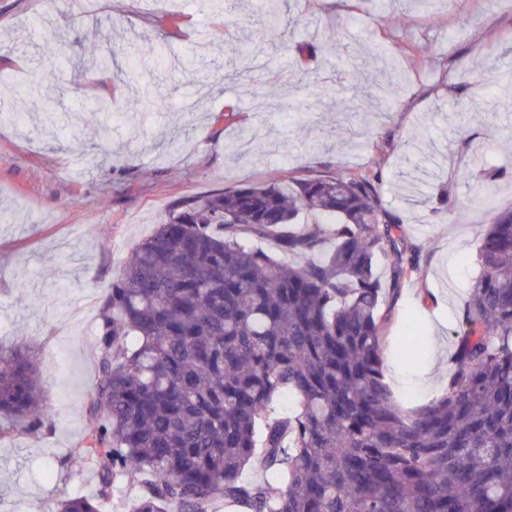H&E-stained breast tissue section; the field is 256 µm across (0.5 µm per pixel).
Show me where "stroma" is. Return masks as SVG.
I'll list each match as a JSON object with an SVG mask.
<instances>
[{"mask_svg":"<svg viewBox=\"0 0 512 512\" xmlns=\"http://www.w3.org/2000/svg\"><path fill=\"white\" fill-rule=\"evenodd\" d=\"M260 11L259 0L229 13L211 0H101L90 18L80 0H0V102L57 74L68 86L52 125L0 124V341L39 352L53 412L39 431L0 441V512H52L92 490L79 448L99 307L170 207L203 194L377 174L399 247L418 257L390 306L385 374L401 373L390 389L405 406L447 388L489 222L475 200L512 209V104L497 101L491 119L473 105L495 99L501 68H512V0H432L400 13L371 0H287L276 41L250 24ZM336 26L333 49L324 32ZM47 42L54 54L42 53ZM157 46L160 66H129V54ZM94 53L113 61L92 88ZM99 96L111 98V113L93 110ZM137 97L152 110L130 111ZM476 158L503 177H465ZM442 187L452 212L436 209ZM409 313L422 332L412 366L396 353Z\"/></svg>","mask_w":512,"mask_h":512,"instance_id":"obj_1","label":"stroma"}]
</instances>
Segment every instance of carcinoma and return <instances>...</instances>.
I'll return each mask as SVG.
<instances>
[{
    "mask_svg": "<svg viewBox=\"0 0 512 512\" xmlns=\"http://www.w3.org/2000/svg\"><path fill=\"white\" fill-rule=\"evenodd\" d=\"M280 4L265 0L267 37ZM488 213L448 388L404 408L384 381L376 264L393 258L395 281L418 267L375 179L177 204L101 305L83 441L97 488L54 512H512V210ZM268 239L288 260L247 244ZM419 347L411 334L398 354L415 363ZM50 416L37 353L0 343V439ZM125 480L138 493L117 499Z\"/></svg>",
    "mask_w": 512,
    "mask_h": 512,
    "instance_id": "carcinoma-1",
    "label": "carcinoma"
}]
</instances>
